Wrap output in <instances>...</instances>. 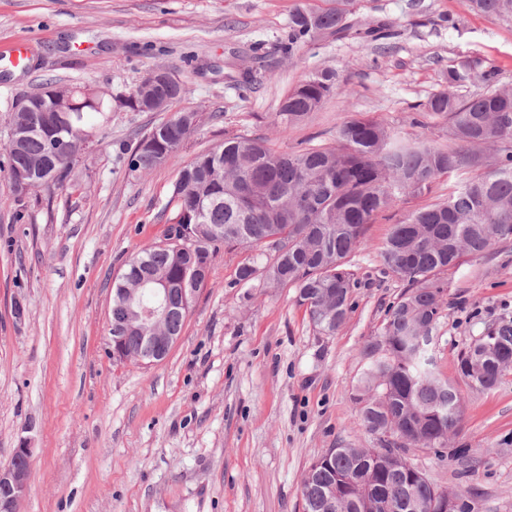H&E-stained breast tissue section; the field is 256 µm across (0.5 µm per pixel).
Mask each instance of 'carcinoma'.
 I'll list each match as a JSON object with an SVG mask.
<instances>
[{
	"mask_svg": "<svg viewBox=\"0 0 512 512\" xmlns=\"http://www.w3.org/2000/svg\"><path fill=\"white\" fill-rule=\"evenodd\" d=\"M355 0H324V7L297 6L288 22V54L317 36L377 40L387 24L362 29L352 19ZM486 17L512 21V0H462ZM478 82L483 91L466 98L458 88ZM34 111L10 113V124L40 128L20 143L7 142L9 177L32 172L38 189L60 183L86 145L90 116L106 124L112 95L58 82L42 84ZM338 89L337 73L324 67L308 74L281 100L282 130L305 121ZM185 81L171 89L143 76L124 102L141 111L144 99H166V111L186 98ZM448 125V142L426 136L430 121ZM199 115L179 110L141 136L128 166L150 171L178 162L179 150L196 128ZM410 125L422 129L411 139L387 124L350 116L336 127L335 142L283 152L266 138L232 136L178 166L169 204L175 216L161 242L134 254L114 281L136 288L143 301L152 286L142 277L179 283L200 267L211 270L220 247H264L266 262L242 263L236 283L293 288L314 328L323 335L339 329L351 308L357 282L348 272L350 257L364 243L366 225L402 197L431 189L458 170L474 176L448 198L410 212L392 230L380 252L383 268L407 280L409 289L388 312L381 333L361 350L355 404L361 425L375 435L376 448H334L327 462L311 464L303 482L304 512H360L350 502L332 506L327 488L353 481L373 501L411 512L407 502L429 512L444 491L426 477L406 474L408 448H446L448 457L467 458V449L448 443L460 428L464 396L432 368L427 349L412 340L417 330L434 326L443 307L439 275L469 255L512 237V87L499 84L491 63L465 60L448 68L445 86L418 105ZM153 149H140L145 139ZM458 372L474 390H488L512 372V320L484 328L458 356Z\"/></svg>",
	"mask_w": 512,
	"mask_h": 512,
	"instance_id": "1",
	"label": "carcinoma"
}]
</instances>
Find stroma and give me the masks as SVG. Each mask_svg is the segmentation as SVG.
<instances>
[{
  "instance_id": "stroma-1",
  "label": "stroma",
  "mask_w": 512,
  "mask_h": 512,
  "mask_svg": "<svg viewBox=\"0 0 512 512\" xmlns=\"http://www.w3.org/2000/svg\"><path fill=\"white\" fill-rule=\"evenodd\" d=\"M299 0H0V49L30 38L31 66L0 61V465L33 450L19 512H302L310 464L330 448L376 447L353 401L361 349L380 333L406 281L383 272L392 224L445 199L457 171L368 225L350 268L353 306L335 334H320L290 288L236 285L252 251L224 247L193 299L180 339L151 365L113 359L108 313L114 278L160 242L174 216L173 165L130 171L136 139L163 112L112 106L60 185L13 202L4 147L7 105L46 81L128 94L150 68L177 69L181 101L200 122L181 162L234 134L285 151L329 142L347 116L410 136L412 108L471 57L512 84V21L460 0H356L361 24L394 38L321 36L297 56L282 46ZM453 16L455 25L445 23ZM335 67L340 89L306 122L280 129L283 96L310 72ZM256 72L254 82L239 73ZM445 305L429 353L465 396L452 445L469 467L411 448L408 460L438 488L466 491L473 512H512V374L470 390L457 354L485 324L512 320V238L442 274Z\"/></svg>"
}]
</instances>
